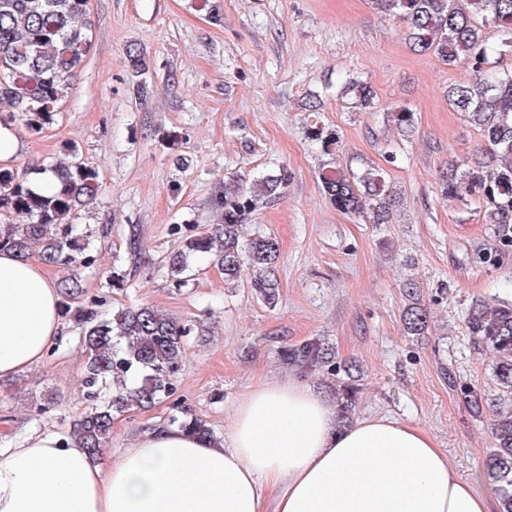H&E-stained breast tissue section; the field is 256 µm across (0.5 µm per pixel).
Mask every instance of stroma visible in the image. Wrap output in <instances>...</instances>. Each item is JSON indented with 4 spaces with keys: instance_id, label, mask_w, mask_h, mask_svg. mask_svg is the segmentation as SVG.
Wrapping results in <instances>:
<instances>
[{
    "instance_id": "stroma-1",
    "label": "stroma",
    "mask_w": 512,
    "mask_h": 512,
    "mask_svg": "<svg viewBox=\"0 0 512 512\" xmlns=\"http://www.w3.org/2000/svg\"><path fill=\"white\" fill-rule=\"evenodd\" d=\"M219 2L224 19L215 25L195 0H90L92 50L54 124L38 135L12 125L15 171L72 148L99 171L97 199L77 219L94 232L96 262L76 269L82 288L68 305L105 313L149 304L192 321L175 397L219 438L259 377L297 375L327 392L332 376L283 358L292 346L323 339L339 362L360 371L356 418L418 425L460 476H478L495 408L473 416L462 390L476 387L493 399L498 388L493 357L472 340L465 313L478 299L512 303V253L495 265L476 262L475 247H496L482 206L441 188L450 159L484 146L446 96L472 69L414 51L404 25L371 0ZM131 45L151 62L141 96L128 71ZM349 75L373 87L381 111L351 112L337 100L336 84ZM312 92L324 100L317 113L303 109ZM387 106L413 112L412 137L387 123ZM316 122L337 130L332 152L308 140ZM389 147L398 153L392 164ZM282 165L292 175L287 189L246 226L247 234L280 242L277 306L258 298L249 280L226 286L206 256L194 262L188 284L175 287L168 258L187 237L213 230V196L225 183ZM329 165L383 170L401 194L392 222L338 212L321 186ZM410 281L430 316L422 336L408 335L402 323ZM85 356L79 325L64 320L39 365L0 381V439L69 435L86 408ZM170 414L163 402L117 416L99 466L108 468L139 434L167 427Z\"/></svg>"
}]
</instances>
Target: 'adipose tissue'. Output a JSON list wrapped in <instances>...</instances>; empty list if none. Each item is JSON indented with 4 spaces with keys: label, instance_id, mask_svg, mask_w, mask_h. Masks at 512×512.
<instances>
[{
    "label": "adipose tissue",
    "instance_id": "adipose-tissue-1",
    "mask_svg": "<svg viewBox=\"0 0 512 512\" xmlns=\"http://www.w3.org/2000/svg\"><path fill=\"white\" fill-rule=\"evenodd\" d=\"M62 332L44 267L0 251V379L40 363ZM418 426L369 417L338 429L306 382L261 380L212 447L174 428L144 434L101 471L47 432L0 447V512H489Z\"/></svg>",
    "mask_w": 512,
    "mask_h": 512
}]
</instances>
